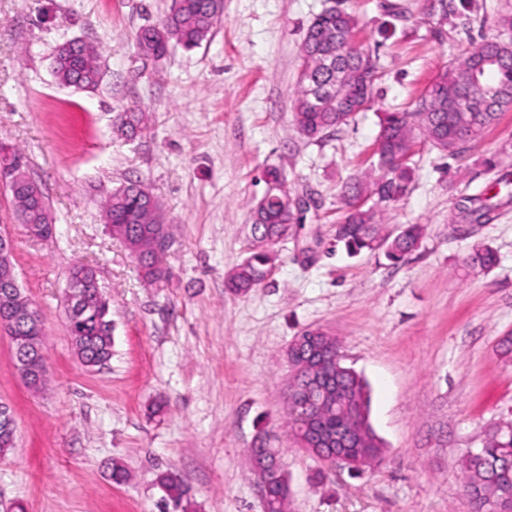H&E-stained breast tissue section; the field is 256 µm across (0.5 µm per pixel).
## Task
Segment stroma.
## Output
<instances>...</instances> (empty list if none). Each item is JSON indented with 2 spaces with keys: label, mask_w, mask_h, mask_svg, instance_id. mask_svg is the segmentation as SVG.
Wrapping results in <instances>:
<instances>
[{
  "label": "stroma",
  "mask_w": 512,
  "mask_h": 512,
  "mask_svg": "<svg viewBox=\"0 0 512 512\" xmlns=\"http://www.w3.org/2000/svg\"><path fill=\"white\" fill-rule=\"evenodd\" d=\"M333 0H224L208 41L142 58L137 31L160 23L171 0H0V143L19 148L49 199L53 233L30 236L0 184V231L13 243L20 287L40 310L49 385L29 390L0 328V402L16 420L0 456V512H163L158 472L178 473L187 512H263L251 450L279 449L291 512H469L460 479L487 430L512 424V111L464 152L429 146L413 158L408 196L384 229L421 224L419 248L394 263L349 255L336 243L340 195L375 160L379 113L411 110L449 60L498 36L512 0H473L470 18L439 26L426 0H344L357 45L383 75L369 110L322 139L293 123L299 47ZM80 39L98 53L92 91L57 83L52 56ZM144 113L134 138L117 113ZM497 160L488 171L483 160ZM276 167L294 195H310L304 222L273 246L268 278L244 296L224 288L251 251L250 217ZM130 180L161 201L172 247L169 279L147 285L113 239L101 205ZM496 208L463 224L465 197ZM481 245L488 272L469 268ZM95 268L110 303L112 358L86 369L68 330L70 267ZM335 336L367 381L383 461L363 477L317 479L318 463L285 424L286 351L307 329ZM130 479L113 483V464Z\"/></svg>",
  "instance_id": "obj_1"
}]
</instances>
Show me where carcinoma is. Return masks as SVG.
I'll use <instances>...</instances> for the list:
<instances>
[{
    "instance_id": "cac0c4a2",
    "label": "carcinoma",
    "mask_w": 512,
    "mask_h": 512,
    "mask_svg": "<svg viewBox=\"0 0 512 512\" xmlns=\"http://www.w3.org/2000/svg\"><path fill=\"white\" fill-rule=\"evenodd\" d=\"M462 7L463 0H428L426 16L446 23L460 17ZM223 12L224 0H172L160 25L138 31V53L159 59L173 43L186 50L197 48L211 36ZM357 27L356 16L334 6L323 9L307 27L300 48L293 121L309 139L338 130L370 107L379 67L377 58L354 44ZM498 27L511 39H486L449 61L412 111L380 114L378 174L373 178L353 176L342 188L345 216L337 226L336 241L349 252L382 249L395 263L414 252L423 236V226L408 224L391 238L381 234V214L408 195L415 148L427 144L445 156H455L464 146L478 140L501 113L512 109V11L499 15ZM53 73L60 84L83 90L97 88L103 77L95 49L79 39L65 41L56 48ZM143 121L141 112H121L116 127L123 135L132 137ZM265 183V192L251 216V255L225 279V288L237 295L247 294L265 281L271 262L267 248L288 238L293 226L303 220V212L285 204L290 193L279 169H267ZM11 195L22 223L50 224L46 194L31 192L22 168L15 170ZM466 202L468 206L461 209L465 221L473 224L490 220L493 205L483 195L469 196ZM102 219L112 225V237L134 256L147 283L158 285L167 280L168 270L162 259L170 235L162 222L161 204L156 196L141 184L130 182L103 202ZM496 261L491 248L480 247L471 254L469 265L488 270ZM70 276L82 277V299L96 307L98 316L94 335L72 336L74 352L83 364L102 366L112 359L110 308L98 301V281L92 267L76 264ZM314 342L329 351L336 350V342L326 333L305 330L291 340L287 352L288 362H306L304 369L290 378L286 397L288 430L300 445L308 440L300 401L322 371L311 356ZM30 364L39 373L35 387L38 392L48 384L44 350L33 352ZM368 418L366 383L357 375L339 373L337 389L324 402L321 424L328 432L346 429L353 434L351 458L360 473L379 465L383 457L381 443ZM251 458L256 478L269 483L265 512H287L289 488L285 473L272 472V458L261 446L251 449ZM461 474L466 492L472 495L471 512H490L499 497L511 494L512 425L489 430L477 455L463 461ZM157 482L175 506L180 508L188 500L189 489L178 474L164 472L158 475Z\"/></svg>"
}]
</instances>
